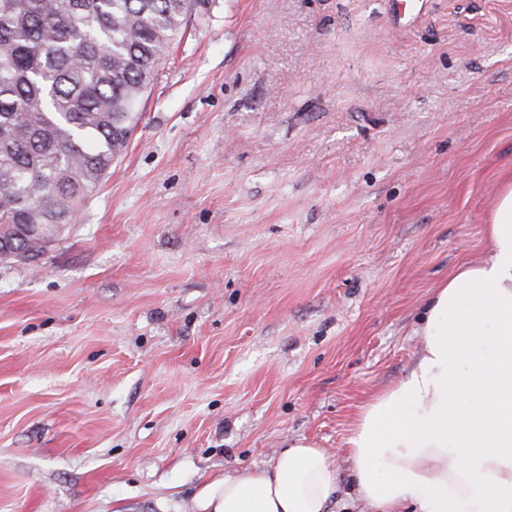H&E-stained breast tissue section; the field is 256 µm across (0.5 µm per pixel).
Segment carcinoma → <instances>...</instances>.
<instances>
[{
  "label": "carcinoma",
  "instance_id": "cac0c4a2",
  "mask_svg": "<svg viewBox=\"0 0 512 512\" xmlns=\"http://www.w3.org/2000/svg\"><path fill=\"white\" fill-rule=\"evenodd\" d=\"M193 0H0V231L38 256L125 153Z\"/></svg>",
  "mask_w": 512,
  "mask_h": 512
}]
</instances>
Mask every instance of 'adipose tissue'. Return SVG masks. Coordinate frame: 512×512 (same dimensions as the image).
Here are the masks:
<instances>
[{
	"mask_svg": "<svg viewBox=\"0 0 512 512\" xmlns=\"http://www.w3.org/2000/svg\"><path fill=\"white\" fill-rule=\"evenodd\" d=\"M485 258L431 294L407 374L363 406L347 440L359 497L378 512H512V178L484 226ZM331 455L299 438L274 462L219 478L204 512H326Z\"/></svg>",
	"mask_w": 512,
	"mask_h": 512,
	"instance_id": "ef3b65f1",
	"label": "adipose tissue"
}]
</instances>
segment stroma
<instances>
[{
  "label": "stroma",
  "instance_id": "1",
  "mask_svg": "<svg viewBox=\"0 0 512 512\" xmlns=\"http://www.w3.org/2000/svg\"><path fill=\"white\" fill-rule=\"evenodd\" d=\"M124 155L0 262V512H201L346 441L512 177V0H195Z\"/></svg>",
  "mask_w": 512,
  "mask_h": 512
}]
</instances>
